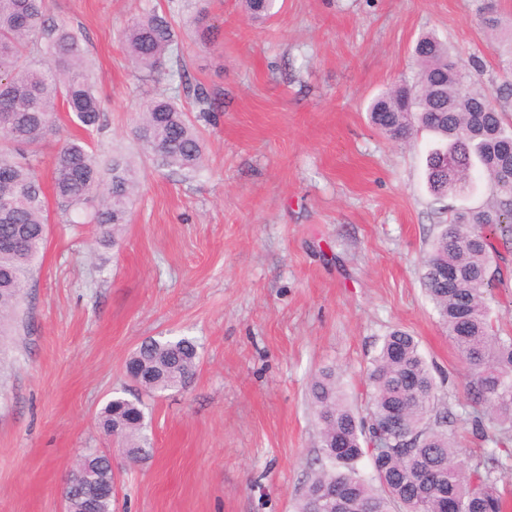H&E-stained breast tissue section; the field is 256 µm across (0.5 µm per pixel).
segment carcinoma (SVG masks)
<instances>
[{"label":"carcinoma","instance_id":"obj_1","mask_svg":"<svg viewBox=\"0 0 512 512\" xmlns=\"http://www.w3.org/2000/svg\"><path fill=\"white\" fill-rule=\"evenodd\" d=\"M276 0H243L253 20L272 14ZM496 40L512 55V24L488 20ZM121 45L134 67L150 76L185 77L171 22L153 14L133 21ZM415 74L372 98L367 112L384 135L406 140L420 129L435 146L426 158L429 191L454 196L479 170L490 184L485 206L452 211L424 262L423 288L438 322L473 370L468 398L476 408L473 433L493 444L469 471L458 462L453 414L438 396L432 368L418 340L402 329L383 337L368 369L371 404L354 410L330 372L317 375L310 399L320 427L318 469L296 504V512H504L509 492L499 474L512 459V335L494 325L492 290L508 287L501 262L512 253V120L492 97L512 100V82L491 92L479 82L481 64L450 52L431 33L415 43ZM71 114L85 130L99 125L100 101L76 32L60 23L49 0H0V333L16 319L48 234V204L36 171L41 145L57 133V114ZM137 137L162 167L190 174L202 167L201 140L186 113L169 96L151 99L141 112ZM55 198L63 210L93 209L105 241L117 238L138 186L136 172L119 158L102 172L79 138L57 148L52 163ZM459 272L455 287L439 284L436 270ZM199 344L189 337L142 342L126 366L143 367L138 384L148 394L184 387L193 377ZM146 406L139 398L115 396L98 424L122 445L125 457L141 462L153 444ZM385 448L370 452L371 441ZM369 457L372 477L358 468ZM76 468H90L99 484L72 494L69 512H114L110 456L81 451ZM378 486H373V483Z\"/></svg>","mask_w":512,"mask_h":512}]
</instances>
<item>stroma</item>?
<instances>
[{
    "mask_svg": "<svg viewBox=\"0 0 512 512\" xmlns=\"http://www.w3.org/2000/svg\"><path fill=\"white\" fill-rule=\"evenodd\" d=\"M512 0H277L265 23L241 0H208L201 42L182 0H52L82 35L104 120L83 132L102 164L122 157L140 187L116 243L73 224L48 197L50 231L24 292V326L0 341V512H64L62 486L82 449L110 454L115 512H294L320 441L308 389L335 370L365 410L383 336L410 331L437 368L470 468L471 370L421 284L430 245L466 198L427 187L433 136L393 141L368 121L371 98L414 72L424 32L476 56L488 88L506 75L479 23ZM167 15L191 83L216 98L200 120L178 78L137 76L119 43L131 20ZM176 96L206 155L193 176L160 169L135 120ZM200 345L193 379L156 397L125 362L149 338ZM116 392L146 404L151 458L131 463L99 429Z\"/></svg>",
    "mask_w": 512,
    "mask_h": 512,
    "instance_id": "obj_1",
    "label": "stroma"
}]
</instances>
